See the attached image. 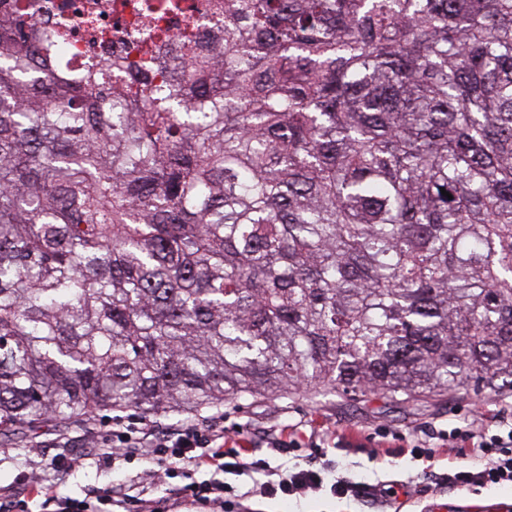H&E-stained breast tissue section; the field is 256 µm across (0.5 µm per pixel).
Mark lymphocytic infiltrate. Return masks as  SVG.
Here are the masks:
<instances>
[{"label":"lymphocytic infiltrate","mask_w":512,"mask_h":512,"mask_svg":"<svg viewBox=\"0 0 512 512\" xmlns=\"http://www.w3.org/2000/svg\"><path fill=\"white\" fill-rule=\"evenodd\" d=\"M481 427L465 425L444 432L443 441L459 454H471L475 463L458 468L442 477L443 482L460 489L474 486L512 484V416L503 409L488 410L482 415ZM224 417L188 419L171 435H157L154 422L144 417L115 416L112 436L97 455L107 461L126 463L133 459L147 462L142 480L169 483V493L177 503L199 504L206 512H239L240 497L226 475L245 471L263 472L265 460H249V452L240 434L223 427ZM211 471L212 479L188 480L189 469ZM328 465L323 459L311 461L307 467H296L278 480L263 483V494L276 496H306L330 487L341 498L377 495L375 486L340 478L326 483ZM40 500L46 512H112L113 507L134 504L136 512H164L163 499L130 498L124 483H116L95 491L92 499L79 500L59 497L51 484L44 480L21 477L7 489L0 490V512H31L30 502Z\"/></svg>","instance_id":"1"}]
</instances>
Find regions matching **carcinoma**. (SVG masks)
<instances>
[{
  "mask_svg": "<svg viewBox=\"0 0 512 512\" xmlns=\"http://www.w3.org/2000/svg\"><path fill=\"white\" fill-rule=\"evenodd\" d=\"M31 22L0 14V426L512 390V0H224L125 87Z\"/></svg>",
  "mask_w": 512,
  "mask_h": 512,
  "instance_id": "carcinoma-1",
  "label": "carcinoma"
}]
</instances>
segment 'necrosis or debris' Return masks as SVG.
I'll list each match as a JSON object with an SVG mask.
<instances>
[{
  "instance_id": "1",
  "label": "necrosis or debris",
  "mask_w": 512,
  "mask_h": 512,
  "mask_svg": "<svg viewBox=\"0 0 512 512\" xmlns=\"http://www.w3.org/2000/svg\"><path fill=\"white\" fill-rule=\"evenodd\" d=\"M30 6L33 29L51 33L68 20L69 31L56 47L59 64L77 71L100 58L122 59L126 69L113 80L139 77L135 61L145 54L168 61L178 53V35L187 29L213 38L224 28V0H19Z\"/></svg>"
}]
</instances>
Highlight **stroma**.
I'll list each match as a JSON object with an SVG mask.
<instances>
[{"label":"stroma","mask_w":512,"mask_h":512,"mask_svg":"<svg viewBox=\"0 0 512 512\" xmlns=\"http://www.w3.org/2000/svg\"><path fill=\"white\" fill-rule=\"evenodd\" d=\"M512 402L511 394L486 393L475 397L457 394L424 403L394 405L370 395L352 401L331 393L302 390L279 398H247L224 404V425L241 426L249 456L269 462L272 470L286 472L307 466L313 452L332 460L335 477L379 486H394L396 496L389 498L338 499L322 491L301 499H269L253 490L249 474L232 477L240 492L248 493L252 512H481L489 502L512 508V487H491L464 491L438 482L439 474L463 466V459L440 448L429 457L408 453L388 454L362 447L360 440L339 442L327 435L332 426L346 432L369 434L384 427L403 436L405 443L426 438L432 431L463 426L476 421L480 412L497 404ZM105 412L76 419L66 424L45 419L32 428H18L0 435V486L15 484L29 474L50 480L58 495L82 499L90 492L117 480L132 484L134 496L158 498L166 486L150 485L138 477L142 463L114 469L89 456L107 432ZM301 425L311 433L313 444L271 451L273 440L287 439L289 425ZM64 436L71 453L84 457L83 467L68 470L50 466L57 447V436Z\"/></svg>","instance_id":"1"}]
</instances>
